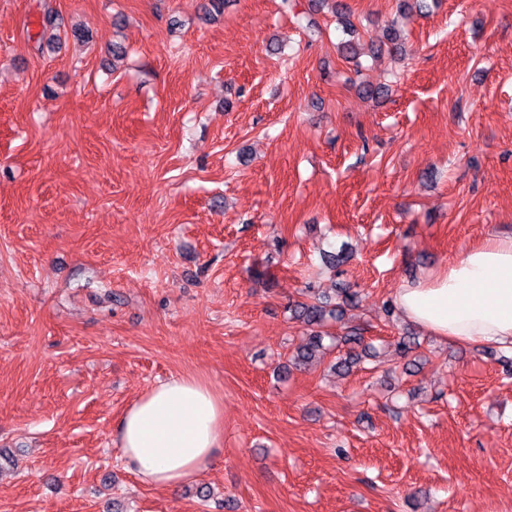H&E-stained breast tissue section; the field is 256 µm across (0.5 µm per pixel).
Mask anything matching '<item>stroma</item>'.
I'll list each match as a JSON object with an SVG mask.
<instances>
[{
	"label": "stroma",
	"mask_w": 512,
	"mask_h": 512,
	"mask_svg": "<svg viewBox=\"0 0 512 512\" xmlns=\"http://www.w3.org/2000/svg\"><path fill=\"white\" fill-rule=\"evenodd\" d=\"M314 2L0 0V512H512L501 350L403 356L384 311L512 236V0H417L405 60L356 64ZM346 2L366 42L398 16ZM337 282L330 333L380 363L279 378L289 302ZM176 375L221 397L224 447L168 492L117 423Z\"/></svg>",
	"instance_id": "35a3bbf8"
}]
</instances>
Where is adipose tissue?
<instances>
[{
  "mask_svg": "<svg viewBox=\"0 0 512 512\" xmlns=\"http://www.w3.org/2000/svg\"><path fill=\"white\" fill-rule=\"evenodd\" d=\"M395 303L433 335L512 350V238L471 247L436 277L402 288ZM117 441L126 468L143 484L179 490L222 448L224 404L196 378L171 377L124 411Z\"/></svg>",
  "mask_w": 512,
  "mask_h": 512,
  "instance_id": "ef3b65f1",
  "label": "adipose tissue"
}]
</instances>
